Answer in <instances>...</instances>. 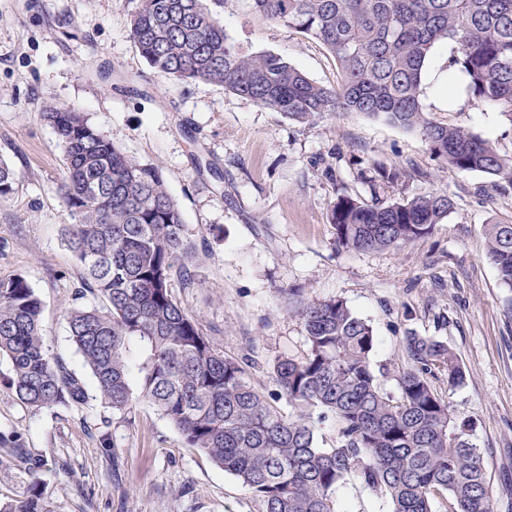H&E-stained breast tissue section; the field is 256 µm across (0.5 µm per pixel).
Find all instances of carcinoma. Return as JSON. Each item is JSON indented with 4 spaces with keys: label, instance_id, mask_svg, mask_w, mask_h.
Segmentation results:
<instances>
[{
    "label": "carcinoma",
    "instance_id": "carcinoma-1",
    "mask_svg": "<svg viewBox=\"0 0 512 512\" xmlns=\"http://www.w3.org/2000/svg\"><path fill=\"white\" fill-rule=\"evenodd\" d=\"M259 18L319 41L341 82L324 86L283 57L248 52L204 0H140L130 37L147 64L181 81L218 84L257 105L307 124L360 112L421 135L430 151L462 172H480L496 191H512V157L462 127L434 121L422 103L432 51L450 42L448 67L467 78L466 96L493 106L512 123V0H249ZM42 118L61 140L66 171L60 191L74 218L64 239L83 267L81 288L101 306L67 312L69 338L101 400L124 412L151 402L191 448L248 486L263 512H337L346 477L385 492L391 512H433L447 495L453 512H492L484 456L430 378L464 382L466 372L443 341L408 336L410 367L397 393L371 369L377 337L340 298H305L285 288L307 345L301 358L273 365L284 415L248 377V362L230 357L174 299L171 282H194L196 245L161 169L142 164L75 107L48 102ZM403 173L374 165L358 179L375 189ZM0 161V200L15 190ZM446 194L387 205L349 194L329 212L337 247L398 250L431 234L452 209ZM485 247L501 282L512 288V222L486 225ZM42 302L27 279L0 278V356L11 363L8 387L33 410L81 405V378L45 347ZM339 424L336 447L316 445L313 416ZM0 456L23 458L20 438L0 431ZM0 512H49L39 484Z\"/></svg>",
    "mask_w": 512,
    "mask_h": 512
}]
</instances>
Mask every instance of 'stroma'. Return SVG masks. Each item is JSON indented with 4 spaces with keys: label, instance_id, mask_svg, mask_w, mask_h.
Segmentation results:
<instances>
[{
    "label": "stroma",
    "instance_id": "1",
    "mask_svg": "<svg viewBox=\"0 0 512 512\" xmlns=\"http://www.w3.org/2000/svg\"><path fill=\"white\" fill-rule=\"evenodd\" d=\"M139 0H0V159L14 170V193L0 201V278L26 277L43 303L42 334L51 355L83 381L78 406L32 410L6 388L0 358V430L39 459L31 469L0 459V500L39 483L52 512H262L252 491L143 399L124 412L103 404L68 338L65 313L97 304L79 292L81 270L63 240L73 218L59 186L62 144L41 117L45 102L79 108L115 144L160 165L195 239L193 285L172 294L225 354L249 358L250 379L277 396L271 365L302 356L303 327L283 289L307 298L343 299L377 337L371 365L393 392L410 335L448 344L466 371L455 387L434 379L455 424L481 448L493 512H512V288L484 249L485 225L512 219V194H493L489 178L448 168L422 137L358 112L311 124L202 81L181 82L151 69L129 37ZM225 30L253 52H273L322 85L340 70L317 40L258 19L249 0L216 10ZM433 118L488 138L512 156V123L474 100L438 106ZM396 167L399 185L377 191L357 172L371 162ZM445 193L453 209L433 232L399 250L335 248L328 220L336 197L389 204ZM339 512H391L381 491L353 476L336 491Z\"/></svg>",
    "mask_w": 512,
    "mask_h": 512
}]
</instances>
